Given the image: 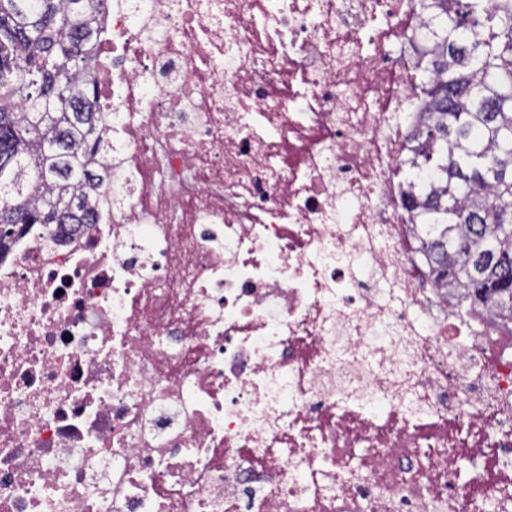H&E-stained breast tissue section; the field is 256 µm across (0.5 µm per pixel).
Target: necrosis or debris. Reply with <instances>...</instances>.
<instances>
[{"mask_svg":"<svg viewBox=\"0 0 512 512\" xmlns=\"http://www.w3.org/2000/svg\"><path fill=\"white\" fill-rule=\"evenodd\" d=\"M417 27L112 0V199L0 258V512H512V324L434 287L391 177Z\"/></svg>","mask_w":512,"mask_h":512,"instance_id":"obj_1","label":"necrosis or debris"}]
</instances>
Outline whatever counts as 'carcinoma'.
<instances>
[{
  "label": "carcinoma",
  "instance_id": "1",
  "mask_svg": "<svg viewBox=\"0 0 512 512\" xmlns=\"http://www.w3.org/2000/svg\"><path fill=\"white\" fill-rule=\"evenodd\" d=\"M425 101L397 162L434 280L512 320V0H417ZM105 0H0V241L92 224L110 148L91 74Z\"/></svg>",
  "mask_w": 512,
  "mask_h": 512
}]
</instances>
